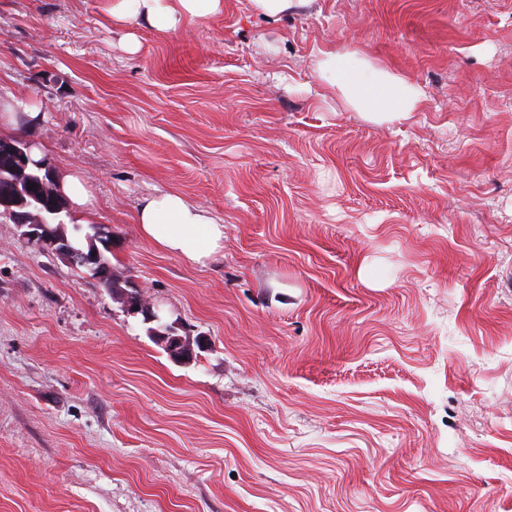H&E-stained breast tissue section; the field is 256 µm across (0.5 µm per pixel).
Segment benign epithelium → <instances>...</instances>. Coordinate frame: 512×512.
<instances>
[{
	"instance_id": "1",
	"label": "benign epithelium",
	"mask_w": 512,
	"mask_h": 512,
	"mask_svg": "<svg viewBox=\"0 0 512 512\" xmlns=\"http://www.w3.org/2000/svg\"><path fill=\"white\" fill-rule=\"evenodd\" d=\"M0 149L14 155L20 165L25 166L30 161L32 145L26 141L0 142ZM11 218L15 224L24 228L23 236L44 251H54L66 257L73 264L85 268L93 279L107 284L108 288H114L112 269H104L93 263V258L88 253L74 247V240L61 236L55 232L51 224L44 220L34 221L25 212H13ZM124 303L127 313L136 315L143 313L149 322H161L160 309L153 303L144 301L138 291L124 293ZM168 332L159 337V342L165 347L169 357L176 363L187 364L193 361L195 349L193 342L203 346L206 340L199 337L195 340L177 334V327L167 325Z\"/></svg>"
}]
</instances>
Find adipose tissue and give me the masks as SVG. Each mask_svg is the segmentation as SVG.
<instances>
[{
	"instance_id": "ef3b65f1",
	"label": "adipose tissue",
	"mask_w": 512,
	"mask_h": 512,
	"mask_svg": "<svg viewBox=\"0 0 512 512\" xmlns=\"http://www.w3.org/2000/svg\"><path fill=\"white\" fill-rule=\"evenodd\" d=\"M109 21H137L164 34L179 31L188 21L219 12L223 0H105ZM332 90L362 111L389 119L408 118L423 101L416 84L386 70H368L351 54L323 53L318 62ZM137 222L146 240L160 250L195 265L206 264L224 245V226L207 211L177 193L142 200Z\"/></svg>"
}]
</instances>
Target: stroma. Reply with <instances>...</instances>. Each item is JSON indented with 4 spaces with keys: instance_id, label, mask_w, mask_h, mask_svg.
<instances>
[{
    "instance_id": "stroma-1",
    "label": "stroma",
    "mask_w": 512,
    "mask_h": 512,
    "mask_svg": "<svg viewBox=\"0 0 512 512\" xmlns=\"http://www.w3.org/2000/svg\"><path fill=\"white\" fill-rule=\"evenodd\" d=\"M325 52L420 109H356ZM17 100L46 118L0 139L83 177L121 287L209 344L175 363L0 220V512H512V0H224L176 34L0 0ZM165 192L223 223L207 266L143 237ZM318 70L332 90L355 108L391 120L407 119L423 101L416 84L386 70L369 71L351 54L322 53Z\"/></svg>"
}]
</instances>
